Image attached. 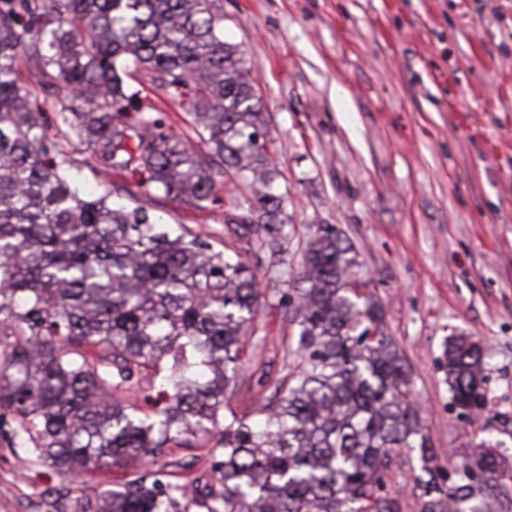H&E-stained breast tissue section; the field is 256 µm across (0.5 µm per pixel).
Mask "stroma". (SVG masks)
<instances>
[{"instance_id":"35a3bbf8","label":"stroma","mask_w":512,"mask_h":512,"mask_svg":"<svg viewBox=\"0 0 512 512\" xmlns=\"http://www.w3.org/2000/svg\"><path fill=\"white\" fill-rule=\"evenodd\" d=\"M224 39L238 45L264 105L296 229L283 251L248 254L266 299L227 402L256 417L261 373L285 372L295 332L281 304L312 224L343 230L359 278L385 306L388 333L413 369L412 392L446 477L472 443L496 442L504 467L478 496L512 512V0H220ZM87 194L142 207L224 246V211L245 185L220 188L203 210L150 193L130 174L96 175L69 132L50 129ZM466 332L486 352L483 410L451 403L443 345ZM0 414V512H95L98 496L158 466L174 482L218 492L221 449L204 438L122 470L79 477L23 455ZM418 451L400 448L385 474L401 512H419Z\"/></svg>"}]
</instances>
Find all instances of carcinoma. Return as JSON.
Instances as JSON below:
<instances>
[{
  "mask_svg": "<svg viewBox=\"0 0 512 512\" xmlns=\"http://www.w3.org/2000/svg\"><path fill=\"white\" fill-rule=\"evenodd\" d=\"M31 63L53 98L22 81ZM142 73L189 98L197 144L127 94ZM50 109L95 172L137 173L147 193L205 209L219 187L247 183L224 249L109 193L86 197L53 155ZM262 109L243 53L224 41L219 0H0V410L18 421L14 445L75 476L207 435L223 448L211 499L153 471L101 493L97 512H399L383 479L391 451L418 449L433 475L410 366L334 224L310 227L302 287L281 297L295 368L261 420L224 416L263 297L237 243L273 250L286 238ZM442 357L453 405L482 408L480 345L452 336ZM131 391L166 404L145 414ZM501 466L484 441L448 486L415 477L420 512H486L473 482Z\"/></svg>",
  "mask_w": 512,
  "mask_h": 512,
  "instance_id": "cac0c4a2",
  "label": "carcinoma"
}]
</instances>
